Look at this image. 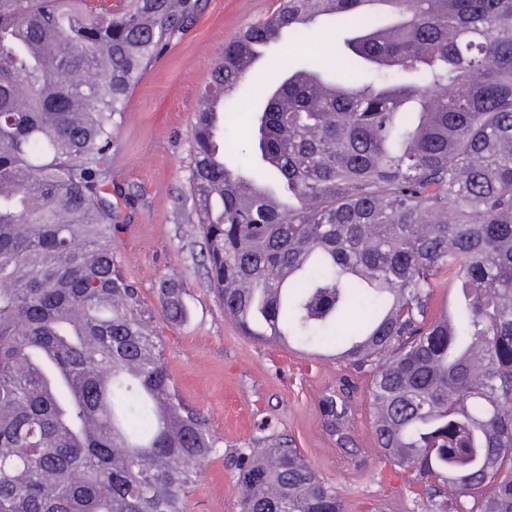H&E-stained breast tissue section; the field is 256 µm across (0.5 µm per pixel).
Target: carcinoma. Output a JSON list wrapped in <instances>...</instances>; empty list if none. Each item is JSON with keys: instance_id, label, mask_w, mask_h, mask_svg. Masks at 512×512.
<instances>
[{"instance_id": "carcinoma-1", "label": "carcinoma", "mask_w": 512, "mask_h": 512, "mask_svg": "<svg viewBox=\"0 0 512 512\" xmlns=\"http://www.w3.org/2000/svg\"><path fill=\"white\" fill-rule=\"evenodd\" d=\"M198 11L0 0V512H187L197 460L218 453L120 269L106 191L116 117ZM329 18L355 67L284 64L256 100V177L214 167L208 100L229 118L244 56ZM200 101L188 182L224 314L369 369L376 443L430 512H512V0H283L224 48ZM441 286L456 301L437 313ZM162 294L181 323L179 280ZM350 411L320 402L345 448ZM234 467L239 512H345L286 440Z\"/></svg>"}]
</instances>
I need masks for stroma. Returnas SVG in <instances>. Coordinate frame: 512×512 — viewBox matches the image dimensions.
Segmentation results:
<instances>
[{"label":"stroma","instance_id":"stroma-1","mask_svg":"<svg viewBox=\"0 0 512 512\" xmlns=\"http://www.w3.org/2000/svg\"><path fill=\"white\" fill-rule=\"evenodd\" d=\"M281 2L199 0L195 20L133 89L113 135L112 200L125 224L116 241L118 259L158 313L163 280L180 276L188 318L177 326L163 324L164 355L184 402L204 416L220 446L199 471L187 510L238 512L231 457L288 438L342 498L345 512H427V497L412 474L379 457L367 373L243 336L225 316L202 266L203 238L187 168L200 94L225 44L271 17ZM348 35L334 21L310 33L321 68L344 71ZM282 64L280 46L267 49L241 86L239 110L224 132L238 148V162L246 161L254 132L252 102L279 81ZM343 381L354 388L352 452L325 430L319 411L323 395Z\"/></svg>","mask_w":512,"mask_h":512}]
</instances>
